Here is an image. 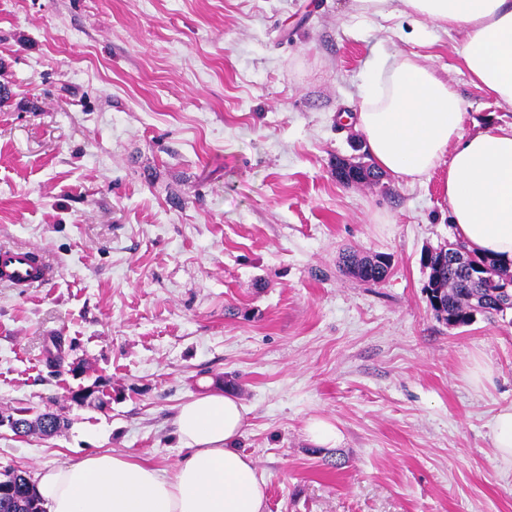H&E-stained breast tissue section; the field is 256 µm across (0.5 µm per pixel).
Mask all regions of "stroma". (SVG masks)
<instances>
[{"label": "stroma", "instance_id": "obj_1", "mask_svg": "<svg viewBox=\"0 0 512 512\" xmlns=\"http://www.w3.org/2000/svg\"><path fill=\"white\" fill-rule=\"evenodd\" d=\"M463 40L399 0L384 18L353 0H0V244L57 271L0 286V407L69 421L0 427V471L114 451L172 474L179 407L220 392L248 409L238 450L265 512H512L491 435L512 311L451 327L424 292L422 253L455 241L446 167L335 174L366 152L350 116L378 45L448 81L465 133L512 123ZM350 250L388 256V278L349 275ZM98 379L109 406L69 401ZM314 416L336 447L307 439ZM13 414L17 415L15 418L23 425L22 431H17L20 426L16 424L15 419L10 417V419L6 418L8 416V412H3L1 410V423L2 425H9V427L15 429L17 432L15 435L19 437H28L31 435H39L43 437H50L55 432H61L63 429H66L69 425L68 420L65 417H61V414H56L55 412H47L39 414L34 420H29L27 414L30 412L29 408L24 407H13ZM47 417L60 420L58 427L52 428L50 431L47 430V427L44 426V421ZM305 433L314 444L325 447H335L343 439L336 424L324 417L311 418L306 425Z\"/></svg>", "mask_w": 512, "mask_h": 512}]
</instances>
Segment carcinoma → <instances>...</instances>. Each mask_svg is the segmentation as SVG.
Returning a JSON list of instances; mask_svg holds the SVG:
<instances>
[{
    "label": "carcinoma",
    "instance_id": "1",
    "mask_svg": "<svg viewBox=\"0 0 512 512\" xmlns=\"http://www.w3.org/2000/svg\"><path fill=\"white\" fill-rule=\"evenodd\" d=\"M421 264L429 270L424 286L437 319L450 326L467 325L480 314L488 319L512 310V300L500 293L502 287L512 285V269L497 265L470 254L461 242L428 249L421 256ZM346 270L359 280L378 284L386 279L390 264L380 254L349 253L343 257ZM30 409L13 408V414L23 425L16 432L19 437L39 435L49 437L67 428L66 418L54 412H43L28 419ZM0 512H45L34 485L26 473L5 469L0 472Z\"/></svg>",
    "mask_w": 512,
    "mask_h": 512
}]
</instances>
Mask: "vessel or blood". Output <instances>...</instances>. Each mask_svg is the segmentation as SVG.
<instances>
[{
  "instance_id": "obj_1",
  "label": "vessel or blood",
  "mask_w": 512,
  "mask_h": 512,
  "mask_svg": "<svg viewBox=\"0 0 512 512\" xmlns=\"http://www.w3.org/2000/svg\"><path fill=\"white\" fill-rule=\"evenodd\" d=\"M55 266L35 246H0V285L28 292L51 284Z\"/></svg>"
}]
</instances>
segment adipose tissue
Wrapping results in <instances>:
<instances>
[{
	"label": "adipose tissue",
	"instance_id": "obj_1",
	"mask_svg": "<svg viewBox=\"0 0 512 512\" xmlns=\"http://www.w3.org/2000/svg\"><path fill=\"white\" fill-rule=\"evenodd\" d=\"M431 25L466 32L462 56L472 81L512 106V0H397ZM373 89L356 127L378 167L416 180L447 166L453 232L475 254L512 268V123L463 132L461 101L447 81L416 60L377 51ZM186 454L172 475L122 453L90 454L39 470L48 512H264L266 484L236 449L246 408L210 393L184 403L174 420Z\"/></svg>",
	"mask_w": 512,
	"mask_h": 512
}]
</instances>
